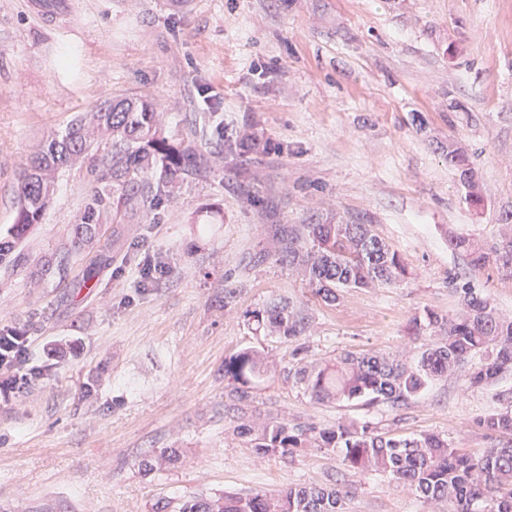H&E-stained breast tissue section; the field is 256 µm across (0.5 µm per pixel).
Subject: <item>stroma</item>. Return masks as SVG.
I'll return each instance as SVG.
<instances>
[{"instance_id": "stroma-1", "label": "stroma", "mask_w": 512, "mask_h": 512, "mask_svg": "<svg viewBox=\"0 0 512 512\" xmlns=\"http://www.w3.org/2000/svg\"><path fill=\"white\" fill-rule=\"evenodd\" d=\"M0 0V228L15 218L29 156L110 97L161 103L169 131L224 129V167L179 184L147 215H115L100 241L62 256L92 185L57 179L40 224L0 266V328L29 338L27 389L0 388V512H179L191 496L346 490L345 512H446L379 474L346 476L309 448L259 457L233 433L224 360L244 348L277 368L346 352L410 351L407 329L459 310L458 288L512 315V278L472 272L448 238L492 246L512 211V0ZM484 198L474 207L449 145ZM368 224L405 259L399 286L344 289L325 304L276 262L281 224ZM162 276H141L145 260ZM55 274L32 286L44 261ZM91 287H83L88 266ZM310 318L284 340L247 312L273 298ZM250 411L324 426L369 421L433 432L482 453L477 422L512 406V374L471 387L435 379L410 406L319 403L281 374ZM165 448L180 460L144 473Z\"/></svg>"}]
</instances>
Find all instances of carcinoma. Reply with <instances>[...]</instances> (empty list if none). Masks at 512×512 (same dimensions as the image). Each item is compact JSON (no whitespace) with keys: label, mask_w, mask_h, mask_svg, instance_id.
Wrapping results in <instances>:
<instances>
[{"label":"carcinoma","mask_w":512,"mask_h":512,"mask_svg":"<svg viewBox=\"0 0 512 512\" xmlns=\"http://www.w3.org/2000/svg\"><path fill=\"white\" fill-rule=\"evenodd\" d=\"M164 112L142 97L101 101L77 117L62 138L41 145L28 159L14 223L0 232V264L40 223L54 193L58 173L79 166L92 191L72 225L66 250L78 253L99 238L112 213L148 214L174 193L176 182L213 172L211 152L195 132L170 135ZM448 165L464 181L472 171L463 153L448 145ZM505 237L490 248L453 236L449 246L462 253L473 270L489 263L512 276V214L503 217ZM276 261L288 264L308 281L325 303L339 299L342 288L392 286L411 272L403 257L374 233L369 224H285L277 232ZM460 311L444 317L427 309L424 323L437 330L408 360L381 352L344 353L334 361L307 362L293 378L318 402L365 398L392 409L407 406L436 378L467 368L465 383L489 385L512 373V316L490 298L463 288ZM261 328L285 339L303 335L308 317L291 302L274 298L250 313ZM272 369L263 353L246 348L224 361V377L237 384L239 400L249 397L258 379ZM233 432L247 437L259 456L293 455L307 448L338 453L347 473H378L424 503H446L448 512H512V408L490 414L477 425L499 437V444L469 455L434 433L395 437L370 422L326 426L292 424L286 418L261 419L237 408ZM180 459L165 448L141 460V468L159 471ZM345 493L312 483L290 485L277 493L241 496H193L180 512H344Z\"/></svg>","instance_id":"obj_1"}]
</instances>
